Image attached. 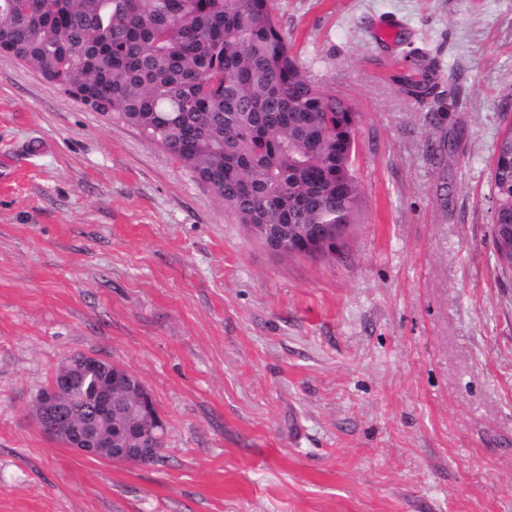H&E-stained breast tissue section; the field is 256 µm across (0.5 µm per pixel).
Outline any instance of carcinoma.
Here are the masks:
<instances>
[{
    "label": "carcinoma",
    "mask_w": 512,
    "mask_h": 512,
    "mask_svg": "<svg viewBox=\"0 0 512 512\" xmlns=\"http://www.w3.org/2000/svg\"><path fill=\"white\" fill-rule=\"evenodd\" d=\"M0 50L166 150L239 223L358 222V113L290 54L272 0H0ZM491 237L512 273V135L495 144Z\"/></svg>",
    "instance_id": "1"
}]
</instances>
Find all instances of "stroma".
<instances>
[{"mask_svg":"<svg viewBox=\"0 0 512 512\" xmlns=\"http://www.w3.org/2000/svg\"><path fill=\"white\" fill-rule=\"evenodd\" d=\"M273 12L360 115L362 211L326 257L269 249L165 150L0 52V512H512V275L490 233L512 0ZM80 355L145 385L160 461L38 427Z\"/></svg>","mask_w":512,"mask_h":512,"instance_id":"35a3bbf8","label":"stroma"}]
</instances>
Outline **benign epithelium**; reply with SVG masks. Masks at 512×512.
<instances>
[{"label":"benign epithelium","mask_w":512,"mask_h":512,"mask_svg":"<svg viewBox=\"0 0 512 512\" xmlns=\"http://www.w3.org/2000/svg\"><path fill=\"white\" fill-rule=\"evenodd\" d=\"M101 375L95 393L89 397L84 417L67 404L79 381L93 373ZM121 387L135 391L129 408L130 422L112 435V394ZM41 429L66 447L85 456H98L112 450V461L138 463L160 451L165 420L152 395L134 374L110 360L81 355L68 361V367L55 373L39 399L36 416Z\"/></svg>","instance_id":"obj_1"}]
</instances>
